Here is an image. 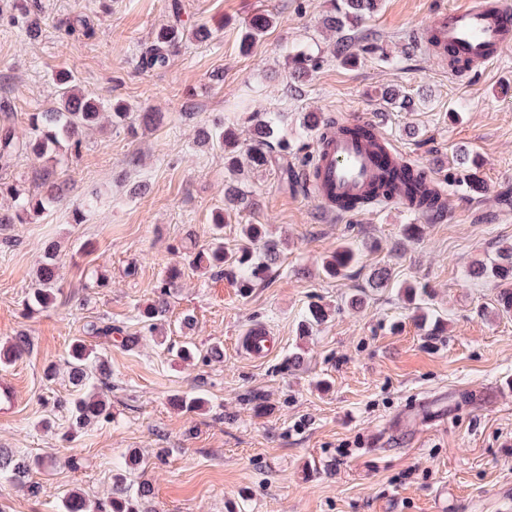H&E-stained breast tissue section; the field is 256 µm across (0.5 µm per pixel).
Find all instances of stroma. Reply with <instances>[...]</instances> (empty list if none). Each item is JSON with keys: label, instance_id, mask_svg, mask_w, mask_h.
<instances>
[{"label": "stroma", "instance_id": "35a3bbf8", "mask_svg": "<svg viewBox=\"0 0 512 512\" xmlns=\"http://www.w3.org/2000/svg\"><path fill=\"white\" fill-rule=\"evenodd\" d=\"M461 0H380L362 23L383 54L348 66L333 58L335 32L323 21L334 0H0V124L25 132L26 113L55 106V71L74 68L82 91L163 121L150 130L103 125L87 133L79 159L56 174L66 199L26 223L0 227V343L27 334L32 346L0 380L19 406L0 419V448L52 453L34 472L39 495L0 478V512H60L63 492L88 502L107 497L112 476L148 481L157 512H502L512 503V311H502L495 280L472 276L512 244V53L496 65L455 76L423 49L414 31L436 7ZM41 21L38 39L21 28V6ZM275 22L250 48L251 19ZM84 16L92 37L65 35L59 21ZM204 24L211 39L181 43L167 67L137 61L159 26ZM321 50L322 66L302 82L290 58ZM412 97L411 110L385 108L383 89ZM254 112H283L288 162L301 169L313 140L308 112L374 121L410 160L446 183L445 216L430 223L398 204L353 215L327 211L287 184L280 168H245L239 186L253 206L231 212L224 244L243 224L264 225L280 259L249 293L232 276L192 267L207 248L211 212L224 203L230 174L219 147L195 145L196 130L223 120L248 138ZM475 157L479 193L457 183L456 156ZM98 200L75 222L76 203ZM421 233L405 238V225ZM359 261L329 279L322 258L340 243ZM57 247L54 305L25 311L48 244ZM184 275L156 333L139 313L171 266ZM391 285H372L375 269ZM106 287H93L97 277ZM426 284L423 308L445 330L430 335L399 288ZM362 308L348 304L350 296ZM328 321L300 337L309 304ZM110 323L137 337L91 336ZM260 327L276 351L251 358L245 334ZM219 342L220 360L172 361L154 335ZM101 353L111 370L109 419L78 428L65 408L74 394L64 360L73 339ZM302 367H286L289 354ZM202 395L187 413L173 395Z\"/></svg>", "mask_w": 512, "mask_h": 512}]
</instances>
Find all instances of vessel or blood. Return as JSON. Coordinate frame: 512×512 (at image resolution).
Wrapping results in <instances>:
<instances>
[{
    "label": "vessel or blood",
    "instance_id": "b4317fda",
    "mask_svg": "<svg viewBox=\"0 0 512 512\" xmlns=\"http://www.w3.org/2000/svg\"><path fill=\"white\" fill-rule=\"evenodd\" d=\"M420 36L427 51L449 46L461 60L490 66L512 50V0H462L451 9L437 8ZM407 163L405 153L381 132L365 139L339 131L316 145L307 171L308 188L328 209L367 197L378 206L398 203L406 198L404 185L376 197L371 190L391 169Z\"/></svg>",
    "mask_w": 512,
    "mask_h": 512
}]
</instances>
